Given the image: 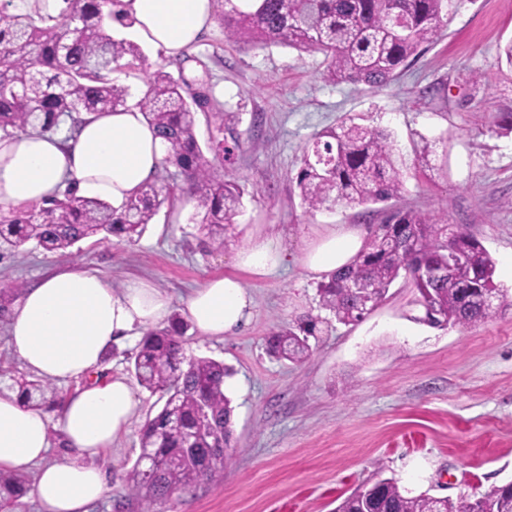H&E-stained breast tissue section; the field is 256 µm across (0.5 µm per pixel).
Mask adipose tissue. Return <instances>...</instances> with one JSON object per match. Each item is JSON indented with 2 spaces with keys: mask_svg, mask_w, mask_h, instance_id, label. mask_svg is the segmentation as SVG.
I'll list each match as a JSON object with an SVG mask.
<instances>
[{
  "mask_svg": "<svg viewBox=\"0 0 512 512\" xmlns=\"http://www.w3.org/2000/svg\"><path fill=\"white\" fill-rule=\"evenodd\" d=\"M120 8L130 22L113 21L114 38L175 56L210 26L214 0H121ZM166 151L132 106L84 115L72 138L32 131L0 136V206L39 203L69 187L118 207L153 180ZM362 246L356 231L332 228L309 245L305 265L327 275ZM284 261L274 237L261 230L235 253L236 266L257 276L275 273ZM251 304L237 277L217 276L190 293L185 315L201 336L221 338L247 322ZM170 305L149 281L133 279L116 289L96 271L66 266L27 288L13 306L7 338L21 365L58 383H80L54 420L18 393L0 391V471L34 470L42 512H88L104 497L112 476L96 460L127 430L139 401L124 377L98 380L92 373L112 342L167 323ZM54 424L70 459H47Z\"/></svg>",
  "mask_w": 512,
  "mask_h": 512,
  "instance_id": "ef3b65f1",
  "label": "adipose tissue"
}]
</instances>
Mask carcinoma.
Masks as SVG:
<instances>
[{"mask_svg": "<svg viewBox=\"0 0 512 512\" xmlns=\"http://www.w3.org/2000/svg\"><path fill=\"white\" fill-rule=\"evenodd\" d=\"M57 16L0 10V134L28 130L47 133L61 118L109 112L127 105L129 88L111 74L127 56L143 57L129 40L112 38L101 0H64ZM446 0H258L243 10L224 0L221 17L226 40L277 44L324 55L326 76L334 82L383 87L407 66L419 49L433 42ZM147 90L136 106L170 149L161 170L177 169L182 185L141 186L121 208L73 190L31 208H0V249L28 242L48 253L67 255L79 241L111 236L139 239L160 207L187 195L195 202L204 247L222 248L233 237L244 188L214 171L197 139L196 115L211 109L200 103L194 82L164 71L146 73ZM234 115L218 113V135L208 149L224 153L220 134ZM301 205L309 212L330 205L356 208L386 203L405 191L403 162L391 133L343 121L318 134L296 178ZM448 219L417 211H395L370 235L351 262L317 285L319 307L337 322L361 321L387 300L393 283L409 280L417 299L436 314L435 325L468 328L512 309V291L495 282V261L469 231L446 232ZM462 261L448 268V253ZM24 290L0 288V319ZM319 316H308L268 339V352L293 363L312 353L309 337ZM188 323L173 314L168 325L145 334L127 357L138 383L163 401L161 410L139 431V447L160 459L159 475L148 481L139 465L127 472L128 497L148 506L177 490L223 477L232 459V412L225 379L233 369L209 357L187 356ZM15 385L29 406L56 404V388L42 378L20 376ZM195 438V449L185 447ZM30 479L0 471V512H9L29 489ZM336 512H512V483L453 501L429 494L409 496L393 478L357 487Z\"/></svg>", "mask_w": 512, "mask_h": 512, "instance_id": "cac0c4a2", "label": "carcinoma"}]
</instances>
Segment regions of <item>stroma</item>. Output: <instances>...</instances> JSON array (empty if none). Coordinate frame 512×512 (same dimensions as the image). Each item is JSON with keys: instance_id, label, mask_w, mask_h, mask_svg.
I'll return each mask as SVG.
<instances>
[{"instance_id": "1", "label": "stroma", "mask_w": 512, "mask_h": 512, "mask_svg": "<svg viewBox=\"0 0 512 512\" xmlns=\"http://www.w3.org/2000/svg\"><path fill=\"white\" fill-rule=\"evenodd\" d=\"M512 39V0H450L434 41L388 87L333 82L322 54L225 41L213 22L179 56L143 47L124 58L133 96L144 71L208 77L213 110L200 114L207 142L216 112L231 155L219 172L245 189L236 235L224 249L198 247L194 203L162 206L142 237L77 243L72 255L34 243L0 254V283L31 286L63 265L97 269L113 287L142 278L167 292L171 309L210 278L235 275L254 299L248 326L221 339L188 330V354L224 361L234 453L222 480L178 491L156 512H334L358 485L395 478L410 495L452 500L512 481V311L469 328L416 319L415 290L398 280L362 322L329 320L301 364L271 357L267 340L306 313L319 314V279L304 264L308 243L329 228L367 235L385 212L340 206L306 212L295 177L317 133L346 119L390 130L406 169L400 208L464 225L512 287V134L494 128L512 112V67L498 49ZM271 233L286 270L256 277L233 257L249 232ZM139 414L104 462L112 483L92 512H113L139 454V429L161 404L136 388Z\"/></svg>"}]
</instances>
